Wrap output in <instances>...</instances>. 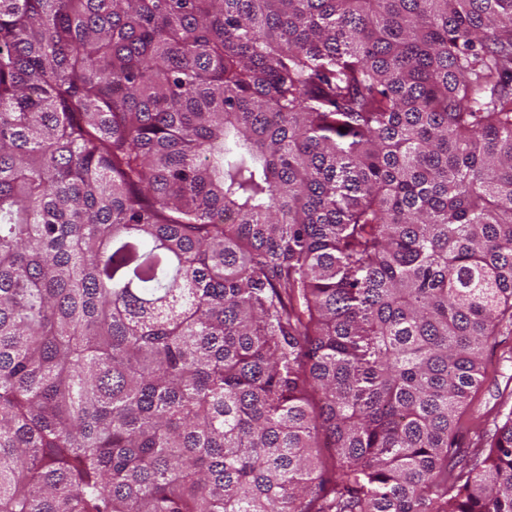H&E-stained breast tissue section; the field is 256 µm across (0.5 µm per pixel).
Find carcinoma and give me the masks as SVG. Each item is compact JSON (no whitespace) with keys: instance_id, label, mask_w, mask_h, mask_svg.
I'll return each mask as SVG.
<instances>
[{"instance_id":"carcinoma-1","label":"carcinoma","mask_w":512,"mask_h":512,"mask_svg":"<svg viewBox=\"0 0 512 512\" xmlns=\"http://www.w3.org/2000/svg\"><path fill=\"white\" fill-rule=\"evenodd\" d=\"M512 0H0V512H512ZM486 379L467 405L457 441L464 453L481 452L487 433L494 423L502 421V414L512 406V335L495 336L486 351Z\"/></svg>"}]
</instances>
